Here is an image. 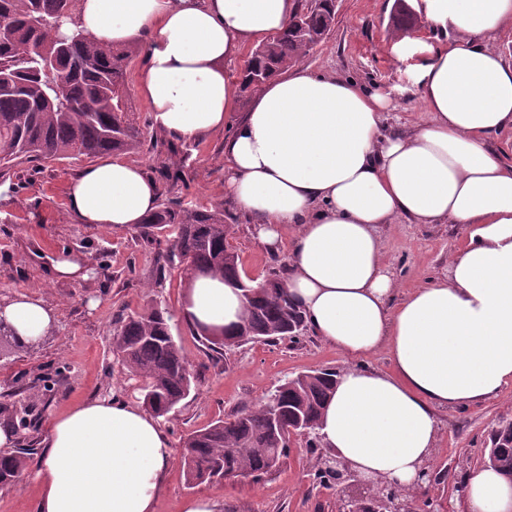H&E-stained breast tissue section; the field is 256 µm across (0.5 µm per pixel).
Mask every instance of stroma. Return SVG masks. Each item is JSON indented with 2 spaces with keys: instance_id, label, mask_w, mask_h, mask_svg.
<instances>
[{
  "instance_id": "1",
  "label": "stroma",
  "mask_w": 512,
  "mask_h": 512,
  "mask_svg": "<svg viewBox=\"0 0 512 512\" xmlns=\"http://www.w3.org/2000/svg\"><path fill=\"white\" fill-rule=\"evenodd\" d=\"M397 0H336L334 26L324 43L302 62L315 74L341 73L392 92L391 125H412L425 113L412 91V73L420 62L413 54L396 59L390 51V17ZM223 132L183 142L178 153L145 142L127 156L156 173L162 165L182 167L184 180L171 197L200 208L224 203ZM86 157L47 164L16 163L5 174L0 194V298L36 290L53 308L56 323L49 336L33 347L0 358V428L11 429L13 447L33 445L36 452L16 482L0 484V512H34L38 487L32 470L41 461L52 417L72 406L118 394L139 403L141 381L132 376L112 350V334L120 321L153 305L167 307L176 342L197 375L196 385L179 408L161 423L173 447L184 437L243 406L260 402L277 385L316 370L344 371L350 365L336 349L313 334L297 343H248L213 352L199 342L181 314L187 281L178 270L158 277V255L165 239L146 242L138 230L87 227L75 223L66 205L69 181L89 166ZM386 256L401 293L438 282L448 261L465 238L453 224H383L379 227ZM228 242L246 274L263 278L284 256L264 253L249 225L231 223ZM80 254L88 270L78 282L51 277L47 257ZM22 394L35 406L33 427H14L2 411L7 395ZM512 418V389L500 398L439 414V435L433 464L446 468L444 483L419 489L417 499L440 500L442 512H465L455 482L462 472H475L492 424ZM317 456L295 441L281 469L254 482L203 483L189 486L181 461H174L157 512H181L185 500L210 498L222 512H336L334 491L314 480Z\"/></svg>"
}]
</instances>
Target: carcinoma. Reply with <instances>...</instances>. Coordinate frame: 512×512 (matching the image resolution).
Instances as JSON below:
<instances>
[{
	"label": "carcinoma",
	"instance_id": "cac0c4a2",
	"mask_svg": "<svg viewBox=\"0 0 512 512\" xmlns=\"http://www.w3.org/2000/svg\"><path fill=\"white\" fill-rule=\"evenodd\" d=\"M78 0H0V172L17 160L53 161L138 151L147 132L133 117L126 70L139 47L113 46L78 26ZM336 0H301L288 27L257 46L241 76L242 104L270 78L301 63L329 36ZM168 229L161 269L182 268L191 280L215 273L247 288L245 315L235 332L220 336L196 329L216 352L259 341L296 339L306 330L304 313L288 297L283 271L271 269L259 286L246 280L239 257L229 248L224 208H198L165 197L141 226L149 238ZM165 308L131 315L114 333L113 349L128 371L142 381L144 400L160 417L191 392L194 375L181 353ZM337 373L314 371L274 388L256 408L220 419L187 437L181 459L187 483L221 481L235 471L254 480L280 469L292 434L316 436L321 410L333 392ZM34 454L18 448L0 455V483L18 478ZM486 467L512 479V419L490 430Z\"/></svg>",
	"mask_w": 512,
	"mask_h": 512
}]
</instances>
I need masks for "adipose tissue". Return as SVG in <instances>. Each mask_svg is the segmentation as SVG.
<instances>
[{
    "mask_svg": "<svg viewBox=\"0 0 512 512\" xmlns=\"http://www.w3.org/2000/svg\"><path fill=\"white\" fill-rule=\"evenodd\" d=\"M300 0H80L77 22L100 41L139 46L137 94L154 126L184 141L223 130L224 198L267 253H286L284 286L313 333L350 360L322 411L328 453L356 479L416 492L431 463L438 413L512 388V162L488 146L512 129V64L496 47L512 29V0H413L441 35H390L396 57L421 52L412 75L424 121L403 132L383 113L391 95L296 66L263 84L240 112L236 50L284 30ZM145 167L112 155L67 189L77 223L136 227L157 208ZM461 224L448 276L398 297L378 228ZM21 342L40 341L55 316L37 292L0 311ZM182 315L234 331L240 288L192 279ZM386 350L390 370L367 360ZM33 479L36 512H156L174 462L152 412L122 397L80 403L50 424ZM468 512H512V480L468 477Z\"/></svg>",
    "mask_w": 512,
    "mask_h": 512,
    "instance_id": "adipose-tissue-1",
    "label": "adipose tissue"
}]
</instances>
